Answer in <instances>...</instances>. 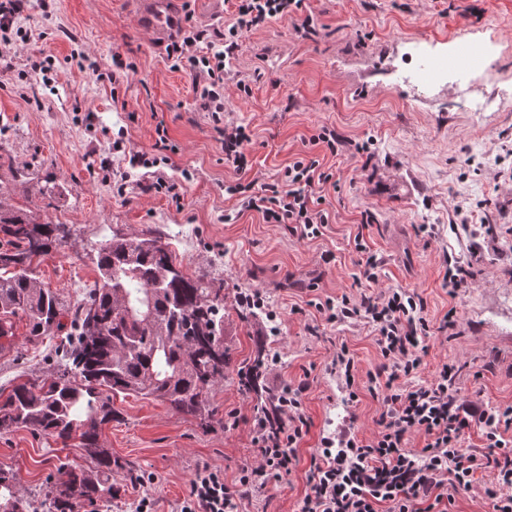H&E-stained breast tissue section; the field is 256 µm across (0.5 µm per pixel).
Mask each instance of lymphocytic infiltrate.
Returning a JSON list of instances; mask_svg holds the SVG:
<instances>
[{"mask_svg":"<svg viewBox=\"0 0 512 512\" xmlns=\"http://www.w3.org/2000/svg\"><path fill=\"white\" fill-rule=\"evenodd\" d=\"M28 0H0V68L15 65V40H26L18 22ZM235 11L223 29L183 27L182 38L167 48L173 69L189 70L194 106L210 113L221 140L224 161L237 172L251 170L248 126L224 119V70L241 47L245 33L278 19L296 21L298 31L312 36L316 28L306 0H234ZM334 173L316 156L294 158L280 182H238L226 191L243 211L261 214L265 223L287 225L302 239L322 236L329 222L325 187ZM329 323L359 322L372 329L381 362L369 373L377 383L379 431L362 438L344 428L322 438L313 458L299 512H430L441 503L445 487H469L477 471L490 469L491 512H512V406L479 408L466 403L454 367L441 365L433 378L417 382L426 340L431 333L425 302L417 293L390 289L380 293L342 294L318 302ZM307 382L273 390V410L252 412L249 423L257 449L255 463L243 466L237 482L209 462L197 465L180 512H240L242 505L269 481L291 474L297 449L309 431L303 407ZM479 429L483 451L465 448L466 435ZM426 443L413 449V435Z\"/></svg>","mask_w":512,"mask_h":512,"instance_id":"lymphocytic-infiltrate-1","label":"lymphocytic infiltrate"}]
</instances>
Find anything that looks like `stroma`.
<instances>
[{
    "label": "stroma",
    "instance_id": "obj_1",
    "mask_svg": "<svg viewBox=\"0 0 512 512\" xmlns=\"http://www.w3.org/2000/svg\"><path fill=\"white\" fill-rule=\"evenodd\" d=\"M317 33L300 38L287 20L248 32L224 77L225 121L254 133L252 171L225 164L208 113L193 105L187 70L172 69L164 44L142 28L136 0H32L20 24L30 35L16 68L0 71V197L38 222L65 225V238L36 268L45 287L72 310L98 277L100 245L113 233L161 236L184 272L223 281L224 343L233 366L208 395L209 417L175 411L168 403L116 393L111 422L99 443L118 459V489L107 512H134L143 493L157 512H178L199 462L234 483L253 463L247 417L255 401L239 385L237 369L264 347L271 361L265 389L306 381L304 408L311 426L298 464L246 504L245 512H298L311 457L323 437L347 424L360 436L377 434L380 405L367 373L380 356L367 325L326 323L316 301L359 294L360 253L355 235L384 259L378 288H403L426 301L435 333L428 338L431 378L441 364L460 366L466 402L512 406V108L475 112L484 99H512V0H307ZM177 15L191 14L202 29L223 26L231 0H175ZM479 39L495 50L491 66L469 79L421 86L403 69L407 56L444 53ZM54 58L47 75L20 79L30 55ZM88 54L101 70L125 63L115 83L79 69L72 53ZM251 95L239 98L237 81ZM468 90L470 108L458 102ZM172 150L155 168L134 167L131 154L156 157L157 125ZM348 143L325 163L336 173L322 237L302 240L255 212H237L225 185L277 182L306 152L321 127ZM125 152H113L114 138ZM369 143L372 160L356 153ZM111 158L104 175L102 158ZM160 173L183 187V200L144 192ZM125 183L123 194L114 184ZM373 224L360 229L363 212ZM331 262H324L325 254ZM463 273L455 288L445 273ZM260 290L266 317L241 319L240 294ZM452 315L447 331L439 326ZM58 337H33L17 320L7 352H0V394L53 374ZM355 354L359 400H348L340 374L328 370L340 345ZM237 410L235 426L225 423ZM79 439L63 442L27 428L0 433V470L13 476L17 494L44 501L69 467L89 466ZM149 476L132 485L130 474ZM491 471L469 488H449V512H488Z\"/></svg>",
    "mask_w": 512,
    "mask_h": 512
}]
</instances>
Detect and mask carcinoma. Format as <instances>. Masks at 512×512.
I'll return each instance as SVG.
<instances>
[{
    "label": "carcinoma",
    "instance_id": "obj_1",
    "mask_svg": "<svg viewBox=\"0 0 512 512\" xmlns=\"http://www.w3.org/2000/svg\"><path fill=\"white\" fill-rule=\"evenodd\" d=\"M61 233V225L38 223L0 202V339L15 335L16 318L26 319L33 337L63 328L64 307L33 268ZM97 267L99 281L77 304L59 348L60 371L0 400V432L29 428L64 442L77 435L91 459V467L67 471L45 512H80L117 493L112 467L119 462L99 444L100 426L112 421L104 393H133L201 416L231 364L223 285L184 273L161 238L116 232L102 243ZM263 361L260 348L241 378L261 412L272 405L259 386ZM0 512L38 510L0 482Z\"/></svg>",
    "mask_w": 512,
    "mask_h": 512
}]
</instances>
